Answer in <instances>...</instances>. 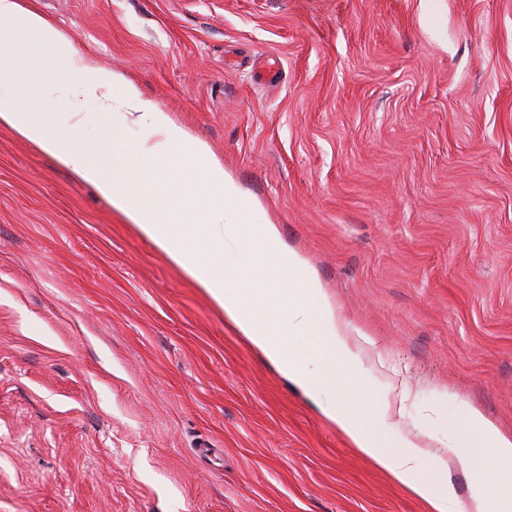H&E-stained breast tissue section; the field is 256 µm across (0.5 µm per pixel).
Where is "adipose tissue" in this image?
<instances>
[{
	"mask_svg": "<svg viewBox=\"0 0 512 512\" xmlns=\"http://www.w3.org/2000/svg\"><path fill=\"white\" fill-rule=\"evenodd\" d=\"M98 117L97 136L81 138L79 129ZM0 127L92 185L427 512H455L445 477L452 459L475 477L472 512H512V491L493 492L490 479L512 473V436L472 407L441 435L400 430L393 384L371 376L314 270L276 225L257 221L258 204L223 164L124 75L79 56L22 0H0ZM130 130L136 140L127 139ZM340 364L361 384L338 398Z\"/></svg>",
	"mask_w": 512,
	"mask_h": 512,
	"instance_id": "ef3b65f1",
	"label": "adipose tissue"
}]
</instances>
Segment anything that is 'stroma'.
<instances>
[{
  "instance_id": "35a3bbf8",
  "label": "stroma",
  "mask_w": 512,
  "mask_h": 512,
  "mask_svg": "<svg viewBox=\"0 0 512 512\" xmlns=\"http://www.w3.org/2000/svg\"><path fill=\"white\" fill-rule=\"evenodd\" d=\"M316 270L401 429L512 434V0H25ZM0 512H427L96 189L0 129Z\"/></svg>"
}]
</instances>
